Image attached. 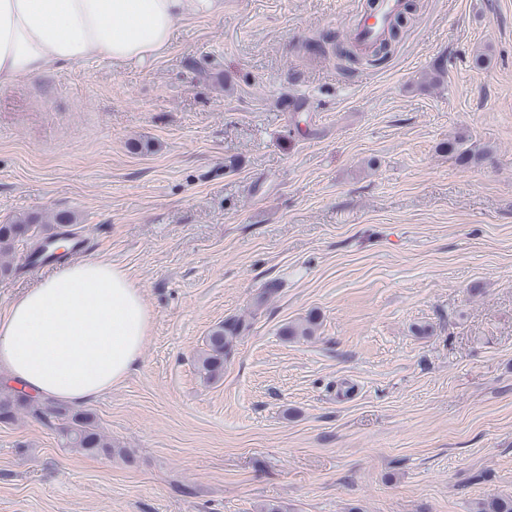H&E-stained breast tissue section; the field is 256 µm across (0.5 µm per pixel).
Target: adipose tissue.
<instances>
[{"instance_id": "adipose-tissue-1", "label": "adipose tissue", "mask_w": 512, "mask_h": 512, "mask_svg": "<svg viewBox=\"0 0 512 512\" xmlns=\"http://www.w3.org/2000/svg\"><path fill=\"white\" fill-rule=\"evenodd\" d=\"M223 0H0V87L100 54L144 63L178 24ZM154 314L127 273L103 260L62 262L0 313V385L80 405L138 365Z\"/></svg>"}]
</instances>
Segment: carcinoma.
Segmentation results:
<instances>
[{
    "label": "carcinoma",
    "mask_w": 512,
    "mask_h": 512,
    "mask_svg": "<svg viewBox=\"0 0 512 512\" xmlns=\"http://www.w3.org/2000/svg\"><path fill=\"white\" fill-rule=\"evenodd\" d=\"M404 20L397 21L392 35L366 54L351 44L336 48V53L348 66L364 64L379 67L386 63L392 52V42L396 40ZM439 149L454 158L462 166H468L479 154L464 147L461 139H449L439 144ZM75 215L61 211L49 218L39 213L22 215L10 224H0V280L11 278L16 270L15 255L19 243L27 242L35 234L36 228L45 231L53 229L55 224H73ZM317 328V318L309 315L301 322L288 324L281 328L280 334L292 338H309ZM250 325L239 318H231L212 328L206 336L204 347L198 351L195 366L197 372L206 381H218L224 376V362L233 352L234 342L249 331ZM23 417L39 421L51 431L57 432L66 447L87 455L119 457L131 462L125 448H117L112 437L101 430L96 416L88 409L75 408L52 401H41L0 387V423L13 424ZM477 512H512V498L496 497L478 504Z\"/></svg>",
    "instance_id": "1"
}]
</instances>
